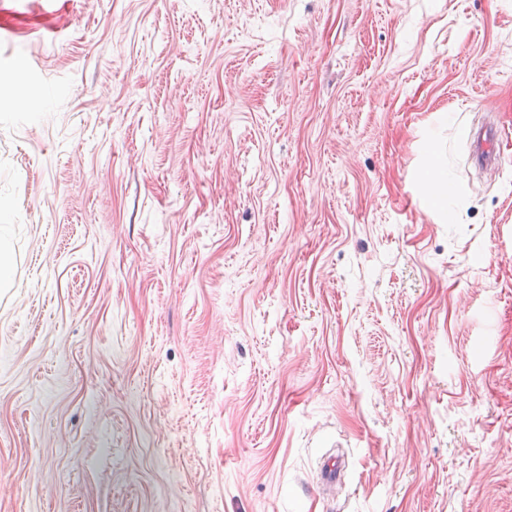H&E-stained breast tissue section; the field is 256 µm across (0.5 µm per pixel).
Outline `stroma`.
<instances>
[{
	"instance_id": "stroma-1",
	"label": "stroma",
	"mask_w": 512,
	"mask_h": 512,
	"mask_svg": "<svg viewBox=\"0 0 512 512\" xmlns=\"http://www.w3.org/2000/svg\"><path fill=\"white\" fill-rule=\"evenodd\" d=\"M0 246V512H512V0H0ZM424 183L428 194L431 195L437 203L442 204L443 208L446 207L447 213L448 188H450L447 172L438 164L432 163L426 172Z\"/></svg>"
}]
</instances>
